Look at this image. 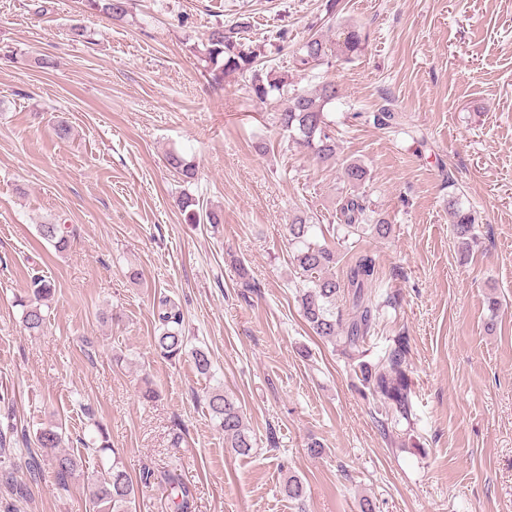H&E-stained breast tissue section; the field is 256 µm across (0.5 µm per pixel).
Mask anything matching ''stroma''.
Masks as SVG:
<instances>
[{"instance_id": "1", "label": "stroma", "mask_w": 512, "mask_h": 512, "mask_svg": "<svg viewBox=\"0 0 512 512\" xmlns=\"http://www.w3.org/2000/svg\"><path fill=\"white\" fill-rule=\"evenodd\" d=\"M237 21L263 45L264 72L302 91L339 85L337 163L288 141L248 79L212 81L203 42ZM348 23L366 36L360 54L294 67L310 33ZM385 103L399 115L389 130L370 118ZM172 151L197 180L167 166ZM346 159L367 167L360 191L388 239L337 240ZM184 192L223 223H185ZM459 208L475 218L467 254L451 230ZM296 215L335 248L336 277L376 259L381 318L360 360L407 338L413 411L395 429L382 430L356 360L300 315ZM48 221L72 230L66 252L39 237ZM41 276L55 293L32 336L14 300ZM163 297L184 315L176 358L154 343ZM219 385L243 408L248 455L226 448L206 407ZM54 421L83 462L65 490L50 466L28 469L27 440ZM99 423L141 485L137 512H172V469L191 512H360L365 498L376 512H512V0H132L119 21L87 0H0V429L15 436L0 512H92L101 461L83 443ZM290 473L303 503L281 492ZM176 472L177 470L173 469L166 475L168 496L174 505L175 512H189L191 511L190 491Z\"/></svg>"}]
</instances>
